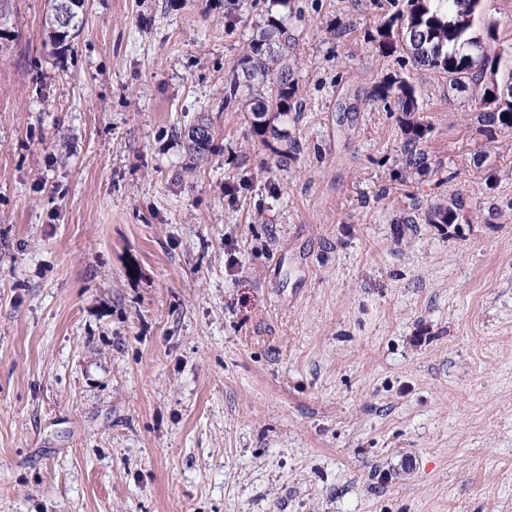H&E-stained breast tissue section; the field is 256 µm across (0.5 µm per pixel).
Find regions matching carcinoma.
<instances>
[{
	"mask_svg": "<svg viewBox=\"0 0 512 512\" xmlns=\"http://www.w3.org/2000/svg\"><path fill=\"white\" fill-rule=\"evenodd\" d=\"M47 24L49 41L56 48L66 44L69 33H61L57 18L70 0H51ZM483 0H406V9L386 23L380 47L400 52L418 68L444 74L448 85L457 91L481 86L479 102L486 112L487 133L494 128H512V70L508 80L497 79L495 63L488 50L493 24L486 32L475 26V17L482 13ZM290 37L288 22L270 15L257 26L248 42L246 53L232 74L225 79L224 105H244L251 133L268 146L270 141L283 143L273 149L280 157L288 155V131L281 124L292 111L297 87L288 63ZM376 98L394 101L396 122L403 134L401 152L406 165L417 171L427 166L423 139L430 131L423 121L424 101L404 77L384 80ZM192 151L209 148L212 126L200 119L185 132ZM462 204L459 200L436 202L428 206L422 221L426 224H456Z\"/></svg>",
	"mask_w": 512,
	"mask_h": 512,
	"instance_id": "obj_1",
	"label": "carcinoma"
}]
</instances>
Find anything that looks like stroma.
Listing matches in <instances>:
<instances>
[{
  "label": "stroma",
  "instance_id": "35a3bbf8",
  "mask_svg": "<svg viewBox=\"0 0 512 512\" xmlns=\"http://www.w3.org/2000/svg\"><path fill=\"white\" fill-rule=\"evenodd\" d=\"M403 0H50L0 26V512H512V129ZM284 15L280 157L224 78ZM512 71V0H484ZM412 82L409 169L374 97ZM214 140L189 152L184 127ZM462 200L460 223L400 215ZM70 1L71 0H51V14L49 15L47 24L48 28H50L51 30L49 32V41L50 44L53 45L55 48H59L62 45H66L68 38L71 37V31L78 30L79 26L83 22V19H81L79 25L76 23L75 27H71L69 29V33H61V28L58 26L56 19L60 18L61 11L66 10ZM376 98L394 101L396 122L403 134L401 152L409 168L420 171L427 166V154L422 147L423 139L430 131L429 123L423 121L424 101L416 94L414 86L404 77L385 79L376 92ZM422 116V117H421Z\"/></svg>",
  "mask_w": 512,
  "mask_h": 512
}]
</instances>
